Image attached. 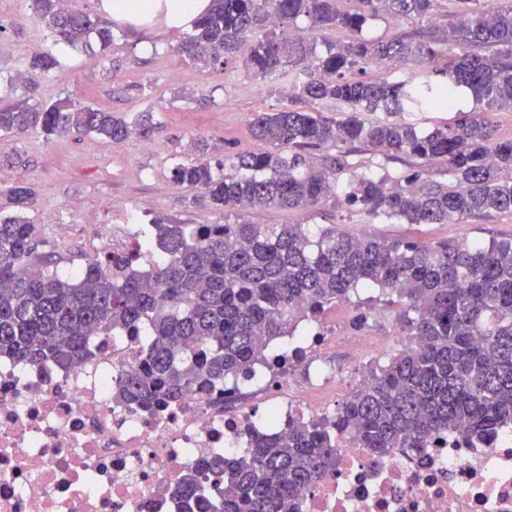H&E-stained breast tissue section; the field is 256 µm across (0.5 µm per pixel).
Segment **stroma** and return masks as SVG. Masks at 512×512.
Wrapping results in <instances>:
<instances>
[{
  "label": "stroma",
  "instance_id": "obj_1",
  "mask_svg": "<svg viewBox=\"0 0 512 512\" xmlns=\"http://www.w3.org/2000/svg\"><path fill=\"white\" fill-rule=\"evenodd\" d=\"M0 74L33 50L50 49L43 32L24 17L20 0H0ZM114 38L103 61H74L61 77L40 79L36 99L68 97L104 107L113 114L150 110L160 127L149 139L131 137L122 143L75 134L45 141L36 134L0 133V182L32 187L36 204L29 212L41 230L45 251L54 253L58 268L71 273L92 254L89 225L145 226L153 219L172 224H220L221 211L195 207L185 191L170 181L173 159H188L192 138L203 137L206 160H223L225 146L243 152L264 151L254 140L249 119L255 112H274L288 105V85L278 75L251 74L242 61L222 70L197 69L177 52L180 31L164 21L145 23L138 34L113 25ZM348 208L327 205L306 211L275 208L243 213L253 224H333ZM349 232L381 238L409 237L422 243L443 239L485 242L512 239V212L470 218L460 224H352ZM404 303L389 302L369 291L328 311L325 321L345 332L391 339L404 323ZM369 312L368 322L353 328V318Z\"/></svg>",
  "mask_w": 512,
  "mask_h": 512
}]
</instances>
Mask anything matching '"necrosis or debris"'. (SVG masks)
Here are the masks:
<instances>
[{
    "instance_id": "necrosis-or-debris-1",
    "label": "necrosis or debris",
    "mask_w": 512,
    "mask_h": 512,
    "mask_svg": "<svg viewBox=\"0 0 512 512\" xmlns=\"http://www.w3.org/2000/svg\"><path fill=\"white\" fill-rule=\"evenodd\" d=\"M93 361L59 365L0 355V512H182L176 483L187 471L231 459L273 415L321 419L369 371L298 381L281 346L251 375L190 391L152 409L119 404L112 392L140 365V336H94ZM298 512H512V423L486 441L444 433L417 452L374 456L351 437L336 470L303 489Z\"/></svg>"
}]
</instances>
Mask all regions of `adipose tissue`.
Wrapping results in <instances>:
<instances>
[{
    "instance_id": "ef3b65f1",
    "label": "adipose tissue",
    "mask_w": 512,
    "mask_h": 512,
    "mask_svg": "<svg viewBox=\"0 0 512 512\" xmlns=\"http://www.w3.org/2000/svg\"><path fill=\"white\" fill-rule=\"evenodd\" d=\"M102 10L112 19L138 25L142 14H163L173 30L192 28L194 21L206 13L210 0H101Z\"/></svg>"
}]
</instances>
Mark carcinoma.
<instances>
[{
    "mask_svg": "<svg viewBox=\"0 0 512 512\" xmlns=\"http://www.w3.org/2000/svg\"><path fill=\"white\" fill-rule=\"evenodd\" d=\"M456 21L394 39L362 36L382 14L396 20L432 17L442 0H212L178 52L200 69L237 59L256 75L288 69V107L257 112L252 137L260 153L224 148V162L175 160L170 181L196 204L224 213L288 210L327 203L356 208L361 224H449L512 212V138L497 139L484 113L512 112V0H452ZM22 12L46 32L56 51L20 58L0 87V132L46 139L76 132L120 142L158 129L152 111L124 117L70 98H13L17 80L32 91L60 73L58 54L91 55L112 27L64 0H21ZM305 17L320 29L351 33L317 54L284 31L260 32ZM420 61L425 67L390 81L366 77L370 66ZM332 103L344 117L324 115ZM382 110L395 120L372 122ZM417 112L454 116L422 133ZM320 152L313 161V152ZM376 158L368 173L355 156ZM440 163L448 181L430 178ZM12 214L0 217V353L69 364L91 357L89 336L129 330L148 337L141 367L118 397L163 405L193 389L208 392L230 375L247 374L271 343L298 324L320 322L360 290L407 300L406 335L413 346L371 371L332 417L298 421L284 435L254 434L237 459L213 461L224 484L211 512H293L297 492L336 469V435H350L380 454L425 448L435 433L456 428L486 439L512 421V239L486 243L358 237L339 224H152L132 251L106 252L71 275L41 253L40 230L28 216L34 191L0 188ZM162 260L137 266L143 247ZM199 472L177 493L196 498Z\"/></svg>",
    "mask_w": 512,
    "mask_h": 512,
    "instance_id": "carcinoma-1",
    "label": "carcinoma"
}]
</instances>
